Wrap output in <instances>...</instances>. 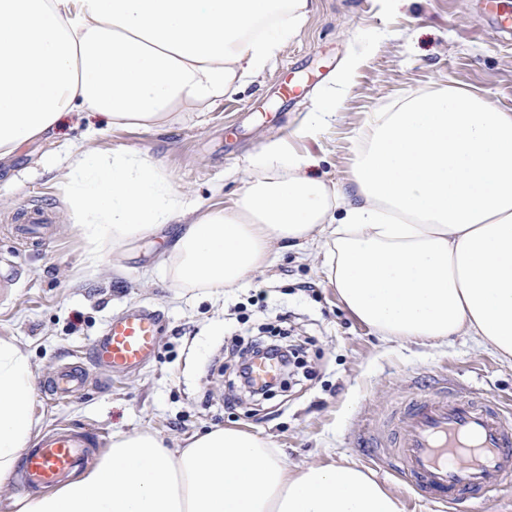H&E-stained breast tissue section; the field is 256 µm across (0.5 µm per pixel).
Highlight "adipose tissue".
<instances>
[{
    "label": "adipose tissue",
    "mask_w": 512,
    "mask_h": 512,
    "mask_svg": "<svg viewBox=\"0 0 512 512\" xmlns=\"http://www.w3.org/2000/svg\"><path fill=\"white\" fill-rule=\"evenodd\" d=\"M311 0H0V159L75 110L152 126L213 105L300 32ZM349 190L313 176L284 143L246 159L229 207L177 192L139 149L87 144L62 174L85 261L159 232V267L184 288H233L271 268L276 245L322 257L344 307L383 336L460 334L512 361V112L447 89L373 113ZM36 373L0 336V479L34 446ZM17 512H401L351 465H288L259 434L215 428L171 446L119 434L78 476Z\"/></svg>",
    "instance_id": "adipose-tissue-1"
}]
</instances>
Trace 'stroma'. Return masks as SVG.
I'll return each instance as SVG.
<instances>
[{
    "instance_id": "obj_1",
    "label": "stroma",
    "mask_w": 512,
    "mask_h": 512,
    "mask_svg": "<svg viewBox=\"0 0 512 512\" xmlns=\"http://www.w3.org/2000/svg\"><path fill=\"white\" fill-rule=\"evenodd\" d=\"M508 15L512 0H313L299 35L263 75L219 104L152 127L71 113L49 138L1 162L0 336L15 337L37 372L33 409L43 429H88L105 449L113 436L143 430L175 443L215 427L250 430L289 463L355 465L404 502L410 490L370 450L376 427L410 389L435 395L448 386L512 412V362L467 336L430 347L378 335L345 309L317 258L291 250L239 287L190 289L157 268L165 244L149 236L128 247L122 275H113L108 253L89 271L60 182L67 149L93 129L100 148L149 151L179 192L206 207L236 200L250 178L246 156L274 141L312 157L315 176L348 188L372 114L408 96L452 88L512 112V26L501 24ZM354 55L362 63L348 88L333 89ZM287 85L297 97L283 96ZM320 98L331 119L294 136ZM27 207L49 217L45 246L15 237V218ZM131 308L158 311L156 358L125 373L87 363L81 394L45 403L43 384L74 353L89 355L109 322ZM283 322L306 343L304 372L267 398L250 396L237 382L238 353Z\"/></svg>"
}]
</instances>
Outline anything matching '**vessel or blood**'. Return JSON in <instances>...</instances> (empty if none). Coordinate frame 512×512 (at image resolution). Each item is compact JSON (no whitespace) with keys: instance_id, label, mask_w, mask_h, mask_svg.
Masks as SVG:
<instances>
[{"instance_id":"vessel-or-blood-1","label":"vessel or blood","mask_w":512,"mask_h":512,"mask_svg":"<svg viewBox=\"0 0 512 512\" xmlns=\"http://www.w3.org/2000/svg\"><path fill=\"white\" fill-rule=\"evenodd\" d=\"M162 325L155 311L127 310L108 324L90 357L115 371H133L156 355ZM81 365L57 373L47 389L59 400L79 390ZM394 436L381 454L395 461L424 499L458 506L471 499L512 491V422L486 402L467 395L416 394L393 420ZM95 441L84 430L55 428L44 433L25 459V484L54 485L80 467Z\"/></svg>"}]
</instances>
